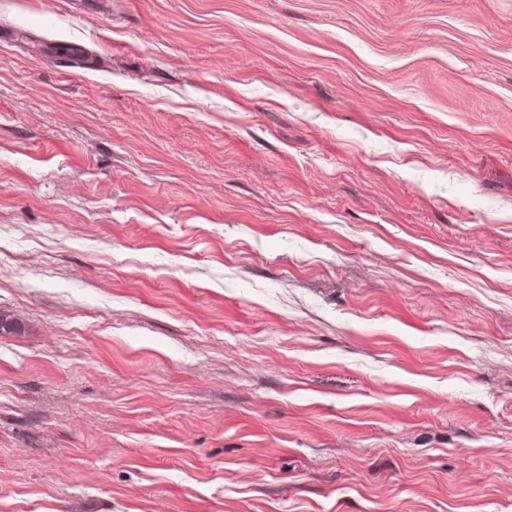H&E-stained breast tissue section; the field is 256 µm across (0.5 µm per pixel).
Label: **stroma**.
I'll return each mask as SVG.
<instances>
[{"label": "stroma", "instance_id": "1", "mask_svg": "<svg viewBox=\"0 0 512 512\" xmlns=\"http://www.w3.org/2000/svg\"><path fill=\"white\" fill-rule=\"evenodd\" d=\"M0 512H512V0H0Z\"/></svg>", "mask_w": 512, "mask_h": 512}]
</instances>
